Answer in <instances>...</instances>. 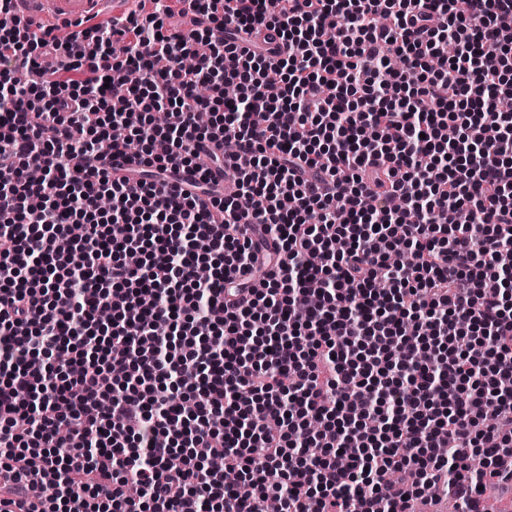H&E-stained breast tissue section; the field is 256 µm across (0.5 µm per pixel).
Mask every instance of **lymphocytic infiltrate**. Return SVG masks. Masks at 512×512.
<instances>
[{
	"mask_svg": "<svg viewBox=\"0 0 512 512\" xmlns=\"http://www.w3.org/2000/svg\"><path fill=\"white\" fill-rule=\"evenodd\" d=\"M179 2L62 34L0 0V499L480 512L512 483V0Z\"/></svg>",
	"mask_w": 512,
	"mask_h": 512,
	"instance_id": "1",
	"label": "lymphocytic infiltrate"
}]
</instances>
